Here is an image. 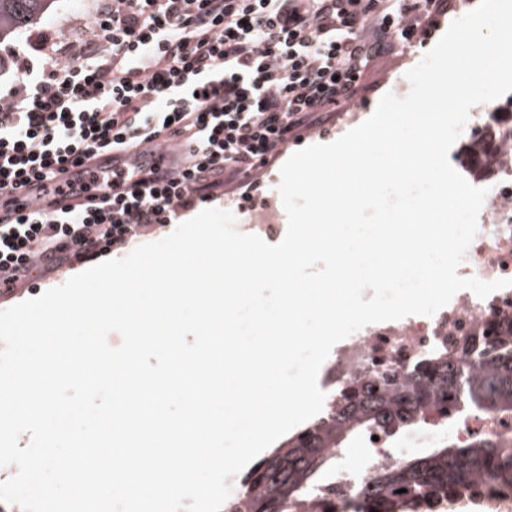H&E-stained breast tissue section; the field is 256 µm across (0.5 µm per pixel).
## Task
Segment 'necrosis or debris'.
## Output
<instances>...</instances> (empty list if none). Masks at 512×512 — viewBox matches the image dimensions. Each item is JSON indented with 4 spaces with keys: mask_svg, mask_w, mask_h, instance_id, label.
<instances>
[{
    "mask_svg": "<svg viewBox=\"0 0 512 512\" xmlns=\"http://www.w3.org/2000/svg\"><path fill=\"white\" fill-rule=\"evenodd\" d=\"M489 164L490 174L472 175L475 186L487 188L488 194L479 213L477 235L458 273L484 281L507 279L510 287L484 299L462 290L433 316L410 315L362 328L337 343L321 385L326 395L375 371L401 373L442 344L456 345L512 318V150L494 153ZM449 427L452 437L461 442L480 436L512 442V417L484 414L477 420H451ZM390 448V436L365 434L350 457L338 464L335 476L320 487V494L335 490L348 494L363 486L372 462L388 458Z\"/></svg>",
    "mask_w": 512,
    "mask_h": 512,
    "instance_id": "necrosis-or-debris-1",
    "label": "necrosis or debris"
}]
</instances>
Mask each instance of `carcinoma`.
Segmentation results:
<instances>
[{
  "label": "carcinoma",
  "instance_id": "carcinoma-1",
  "mask_svg": "<svg viewBox=\"0 0 512 512\" xmlns=\"http://www.w3.org/2000/svg\"><path fill=\"white\" fill-rule=\"evenodd\" d=\"M57 0H0V42L41 21ZM494 130L482 151L466 147L462 161L485 164L497 144ZM512 414V323L498 336L473 337L453 353L438 349L401 374H375L370 382L341 390L334 408L285 437L241 482V499L224 512H344L332 496L314 498L336 470L349 441L375 428L392 437L448 418L461 406ZM512 488V444L476 437L440 443L415 457L377 464L351 506L352 512H424L443 500L488 495Z\"/></svg>",
  "mask_w": 512,
  "mask_h": 512
}]
</instances>
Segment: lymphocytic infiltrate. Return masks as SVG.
Masks as SVG:
<instances>
[{
  "instance_id": "f902f5d3",
  "label": "lymphocytic infiltrate",
  "mask_w": 512,
  "mask_h": 512,
  "mask_svg": "<svg viewBox=\"0 0 512 512\" xmlns=\"http://www.w3.org/2000/svg\"><path fill=\"white\" fill-rule=\"evenodd\" d=\"M445 0H100L84 39L62 36L32 63L12 51L0 92V221L5 288L133 237L216 199L277 148L327 124L363 86L388 41L433 26ZM165 162L152 160L159 142ZM112 152V171L57 180ZM39 180L68 198L46 211L18 201Z\"/></svg>"
}]
</instances>
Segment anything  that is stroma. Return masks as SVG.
Masks as SVG:
<instances>
[{
	"label": "stroma",
	"mask_w": 512,
	"mask_h": 512,
	"mask_svg": "<svg viewBox=\"0 0 512 512\" xmlns=\"http://www.w3.org/2000/svg\"><path fill=\"white\" fill-rule=\"evenodd\" d=\"M93 7L92 0H58L50 15L38 24L22 30L13 43L0 45V56L8 57L10 47L17 46L32 49L33 45L53 40L56 35L69 33L73 37H81L82 25ZM468 5L462 0H453V7L440 15L430 31L417 38L412 49H404L402 44H394L391 51L375 60L367 75L365 88L352 104V111L357 112L359 120H366L374 112L380 98L387 92L396 95H407L410 83L406 77L409 69L415 66L445 33L452 21L468 12ZM348 130L343 119H335L332 123L311 127L299 143L290 144L279 149L275 163L261 168L255 178L260 183L257 194L259 203H251L244 190L221 196L213 200V207L235 213L238 224H274L286 228L287 222L280 213L283 209L278 192L280 168L298 147L331 142ZM87 262L66 264L57 270L45 273L42 271L32 275L28 282L19 284L15 293L8 298H0V309H6L25 300L40 296L45 290L64 284L70 277L86 270Z\"/></svg>",
	"instance_id": "1"
}]
</instances>
